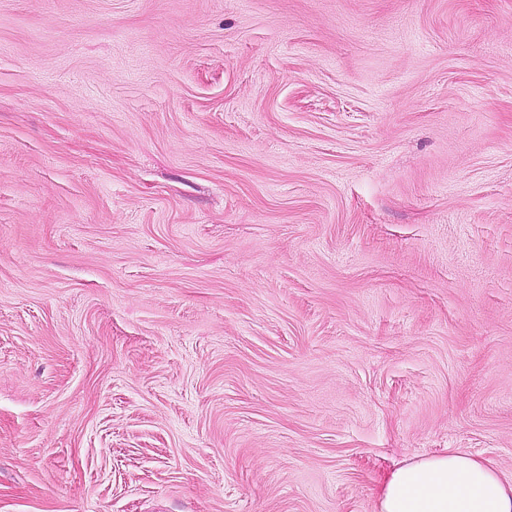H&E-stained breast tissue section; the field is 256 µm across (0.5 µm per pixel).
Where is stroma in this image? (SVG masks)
I'll return each mask as SVG.
<instances>
[{"label": "stroma", "mask_w": 512, "mask_h": 512, "mask_svg": "<svg viewBox=\"0 0 512 512\" xmlns=\"http://www.w3.org/2000/svg\"><path fill=\"white\" fill-rule=\"evenodd\" d=\"M512 483V0H0V512H377ZM378 512H512V483L465 453L419 457L387 476Z\"/></svg>", "instance_id": "35a3bbf8"}]
</instances>
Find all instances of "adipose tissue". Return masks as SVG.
<instances>
[{"mask_svg": "<svg viewBox=\"0 0 512 512\" xmlns=\"http://www.w3.org/2000/svg\"><path fill=\"white\" fill-rule=\"evenodd\" d=\"M378 512H512V483L465 453L419 457L387 476Z\"/></svg>", "mask_w": 512, "mask_h": 512, "instance_id": "ef3b65f1", "label": "adipose tissue"}]
</instances>
